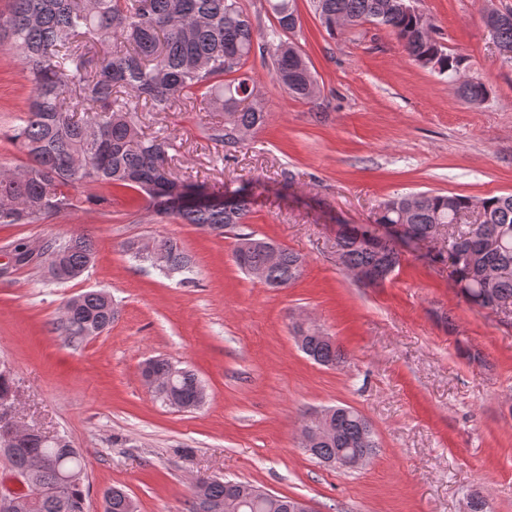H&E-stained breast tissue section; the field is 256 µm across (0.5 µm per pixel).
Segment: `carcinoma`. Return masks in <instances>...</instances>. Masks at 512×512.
<instances>
[{
  "label": "carcinoma",
  "instance_id": "carcinoma-1",
  "mask_svg": "<svg viewBox=\"0 0 512 512\" xmlns=\"http://www.w3.org/2000/svg\"><path fill=\"white\" fill-rule=\"evenodd\" d=\"M277 26L263 44L255 45V29L249 13L238 0H11L8 13H0V45L17 53L28 71L33 97L23 124L13 140L27 157L18 172L0 175V224H32L60 212L83 208L87 198L78 186L97 184L103 188L131 189L145 196L147 210L160 217L178 219L219 236L224 230L244 227L250 199L242 189L224 185L207 196L217 204L184 202L172 198L181 188H191L172 172L166 141L140 133L135 114L141 102L158 111L174 103L199 98L201 109L224 113V126L215 138L226 146L239 143L234 130H256L267 120V112L255 98L250 79L225 76L239 72L260 49L273 60L276 79L294 98L312 101L317 82L298 45L285 33L298 20L296 0H267ZM321 24L333 32L364 23L390 28L412 59L438 74H457L464 58L445 52L433 36V24L423 25L410 0H311ZM505 19L487 25L496 43L512 51V11ZM119 34L123 44L112 46ZM468 103L485 100L489 91L482 82L459 86ZM90 114L84 121L72 113ZM240 197L237 205L224 208V195ZM477 214L474 222L462 217ZM376 223L405 224L417 241L430 239L439 227H448L446 252L452 277L460 294L473 306L485 307L493 295L512 301V194L474 198L431 192L397 196L379 206ZM364 227L348 228L337 240L341 264L348 269L373 270L385 280L400 266L396 243L378 249L364 240ZM173 266L185 271L190 259L167 237L155 238ZM269 238L252 232L237 234L235 258L244 269H264L265 284L287 288L300 277L305 260L279 247L280 260L267 262ZM91 239L72 232L45 258L50 277L58 282L79 278L93 263ZM112 298L102 290L84 291L66 301L62 329L74 341L98 336L112 326ZM300 350L323 366L343 362L333 342L312 333L303 338ZM150 373L166 390L161 398L183 409H194L205 392L194 373L178 368L165 358L148 362ZM330 426L337 435L317 437L318 426L304 419L302 431L315 437L311 445L317 459L379 448L368 420L348 406L336 407ZM64 458L75 469L82 466L78 449L62 447L55 437L31 434L22 439L7 458L9 468L29 471L40 458ZM38 494L32 512H84L82 483L62 486L58 472L49 466L35 471ZM238 512H267L266 503L253 494L254 486L238 483ZM210 512H228L229 489L223 480L202 485ZM105 512H138L125 490L113 486L103 491Z\"/></svg>",
  "mask_w": 512,
  "mask_h": 512
}]
</instances>
